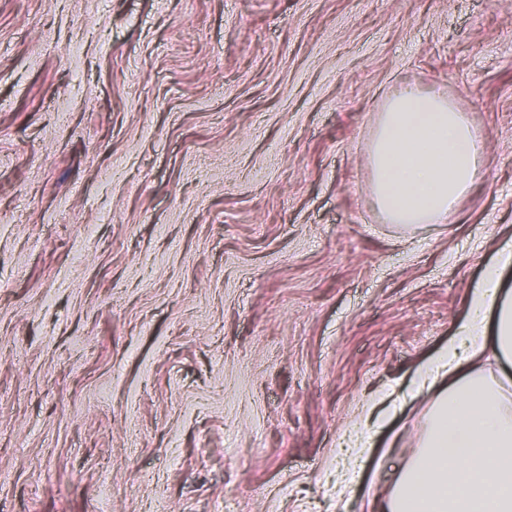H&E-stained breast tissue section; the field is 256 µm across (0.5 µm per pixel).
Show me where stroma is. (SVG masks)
Instances as JSON below:
<instances>
[{"instance_id": "stroma-1", "label": "stroma", "mask_w": 512, "mask_h": 512, "mask_svg": "<svg viewBox=\"0 0 512 512\" xmlns=\"http://www.w3.org/2000/svg\"><path fill=\"white\" fill-rule=\"evenodd\" d=\"M406 81L485 169L411 232ZM508 240L512 0H0V512H366ZM484 144L440 91L404 84L389 98L370 160L373 204L393 224H444L480 180ZM383 417L384 415L381 414L373 418L372 407H369L366 412L360 416L359 420L353 426L356 448L372 447V440L377 429L383 422Z\"/></svg>"}]
</instances>
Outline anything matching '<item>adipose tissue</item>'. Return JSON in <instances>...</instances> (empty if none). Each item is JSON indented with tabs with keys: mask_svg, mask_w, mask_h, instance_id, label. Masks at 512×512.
Returning a JSON list of instances; mask_svg holds the SVG:
<instances>
[{
	"mask_svg": "<svg viewBox=\"0 0 512 512\" xmlns=\"http://www.w3.org/2000/svg\"><path fill=\"white\" fill-rule=\"evenodd\" d=\"M484 144L461 109L435 90L405 84L390 97L370 160L373 204L403 227L444 224L480 180ZM512 244L470 292L447 348L413 383L433 400L419 451L376 512H512ZM494 359L499 377L483 373Z\"/></svg>",
	"mask_w": 512,
	"mask_h": 512,
	"instance_id": "1",
	"label": "adipose tissue"
}]
</instances>
